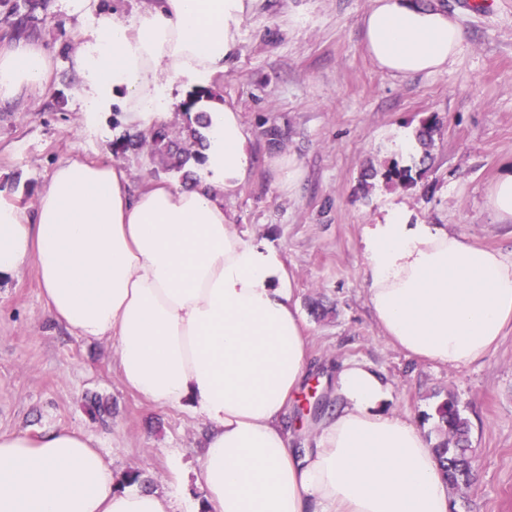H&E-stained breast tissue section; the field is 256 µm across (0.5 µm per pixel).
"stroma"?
<instances>
[{"label":"stroma","mask_w":512,"mask_h":512,"mask_svg":"<svg viewBox=\"0 0 512 512\" xmlns=\"http://www.w3.org/2000/svg\"><path fill=\"white\" fill-rule=\"evenodd\" d=\"M437 2L455 13L464 41L447 69L402 78L379 71L363 49L360 20L369 0H254L237 54L211 82L240 113L254 155L248 181L226 206L233 224L278 249L295 277L311 389L288 403L292 446H314L315 396L338 402L339 369L365 364L390 386L387 410L409 415L427 442L438 437L430 413L446 395L458 399L477 468L468 487L452 492L451 512H512V326L478 363L455 369L417 362L383 339L362 274L363 227L381 223L391 203L403 205L412 222L447 225L512 259V224L486 206L487 187L512 162V0H494L485 11L463 0ZM47 13L32 37L52 56L49 85L0 102V199L33 209L55 167L71 157L121 165L137 188L181 183L160 158L113 154L112 144L128 135L120 111L101 114L87 131L66 0H49ZM430 116L440 132L417 185L405 189L379 177L361 194L363 169L414 167L395 140L414 135ZM272 126L283 132L281 142L265 136ZM281 154L302 172L289 192L266 165ZM313 298L327 305L325 318L310 315ZM96 399L112 408L108 424L91 413ZM59 427L93 438L115 477L139 469L164 489L178 475L193 500L205 496L195 482L202 421L129 391L111 342L76 337L52 320L28 263L0 282V433L35 438Z\"/></svg>","instance_id":"1"}]
</instances>
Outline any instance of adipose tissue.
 Listing matches in <instances>:
<instances>
[{
    "mask_svg": "<svg viewBox=\"0 0 512 512\" xmlns=\"http://www.w3.org/2000/svg\"><path fill=\"white\" fill-rule=\"evenodd\" d=\"M72 65L88 117L120 106L146 130L208 86L236 55L251 0H146L128 21L84 23L98 0H69ZM373 63L395 76L444 70L464 40L429 0H370L361 19ZM51 54L33 40L0 48V101L44 88ZM205 160L189 184L134 188L103 160L54 170L33 212L0 199V280L37 269L51 317L114 345L123 384L207 426L198 481L206 512H449V486L408 416L387 412V383L353 364L316 445L292 447L289 398L308 362L294 280L281 253L235 230L224 202L253 151L239 112L216 97ZM363 278L385 341L425 363L484 359L512 323V261L399 205L362 235ZM0 512H191L179 487L129 491L91 437L57 428L0 434Z\"/></svg>",
    "mask_w": 512,
    "mask_h": 512,
    "instance_id": "adipose-tissue-1",
    "label": "adipose tissue"
}]
</instances>
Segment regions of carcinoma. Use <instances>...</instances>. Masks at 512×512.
<instances>
[{
    "mask_svg": "<svg viewBox=\"0 0 512 512\" xmlns=\"http://www.w3.org/2000/svg\"><path fill=\"white\" fill-rule=\"evenodd\" d=\"M1 3H12L11 15L16 17L13 35L17 38L30 35L33 28L32 17L21 12V4L30 0H0ZM201 92L194 91L185 103L186 122L180 131L181 139H175L169 128L165 125L153 126L145 132H136L126 138L121 146V152L129 149H144L151 155H158L165 160V170L181 172L188 177L190 171L187 167L191 163L198 164L202 160L201 149L204 148L205 138L200 127L205 125L206 115L202 112L192 113L195 98ZM437 122L433 119L425 120L416 130L415 139L422 150L420 164L430 159V147L433 144ZM386 182L401 185L405 188L415 184L410 170L400 169L397 165L388 167L383 173ZM437 430L440 440L432 446V450L446 476L448 485L452 490H459L468 486L472 476L471 459L474 449L471 448V425L462 413L459 402L452 394L443 399L435 408Z\"/></svg>",
    "mask_w": 512,
    "mask_h": 512,
    "instance_id": "carcinoma-1",
    "label": "carcinoma"
}]
</instances>
